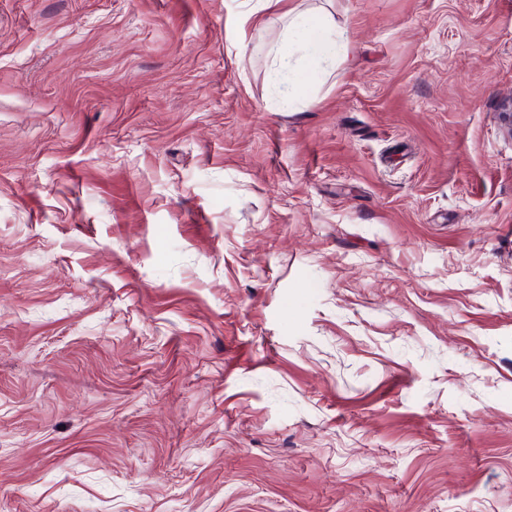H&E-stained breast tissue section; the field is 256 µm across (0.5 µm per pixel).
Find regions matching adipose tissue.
I'll return each mask as SVG.
<instances>
[{
  "label": "adipose tissue",
  "mask_w": 512,
  "mask_h": 512,
  "mask_svg": "<svg viewBox=\"0 0 512 512\" xmlns=\"http://www.w3.org/2000/svg\"><path fill=\"white\" fill-rule=\"evenodd\" d=\"M281 0H243V7L237 16L236 26L240 36L250 31L264 28L272 23H280L278 42L270 48L273 70L271 76L283 86L281 106H288L291 97L285 88L293 71L290 44L294 37L307 39V58L312 65L335 63L346 49L347 39L343 31L337 29L332 12L322 11L317 15L298 12H283L279 9Z\"/></svg>",
  "instance_id": "ef3b65f1"
}]
</instances>
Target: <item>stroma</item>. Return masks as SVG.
I'll return each mask as SVG.
<instances>
[{
	"label": "stroma",
	"mask_w": 512,
	"mask_h": 512,
	"mask_svg": "<svg viewBox=\"0 0 512 512\" xmlns=\"http://www.w3.org/2000/svg\"><path fill=\"white\" fill-rule=\"evenodd\" d=\"M0 0V512H512V0ZM282 1L243 0L236 26L241 41L244 42L250 31L280 22L279 40L271 46L269 53L272 55V79L283 87L280 105L287 109L291 101L288 83L293 71L292 53L288 45L292 44L293 37H308L306 57L314 66L335 63L336 58L345 51L347 39L345 33L336 28L332 12L323 10L316 16L302 12H281L278 5Z\"/></svg>",
	"instance_id": "1"
}]
</instances>
